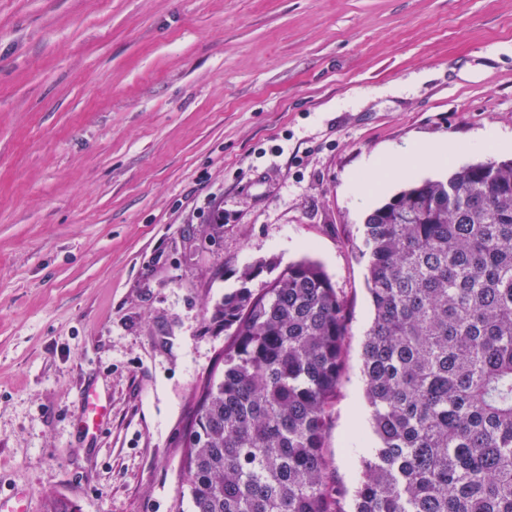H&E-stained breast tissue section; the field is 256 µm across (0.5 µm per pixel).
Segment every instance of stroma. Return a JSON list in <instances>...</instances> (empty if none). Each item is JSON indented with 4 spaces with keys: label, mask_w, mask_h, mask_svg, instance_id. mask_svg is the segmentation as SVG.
Wrapping results in <instances>:
<instances>
[{
    "label": "stroma",
    "mask_w": 512,
    "mask_h": 512,
    "mask_svg": "<svg viewBox=\"0 0 512 512\" xmlns=\"http://www.w3.org/2000/svg\"><path fill=\"white\" fill-rule=\"evenodd\" d=\"M489 129L512 138V0H0V495L178 512L214 309L270 258L347 303L327 448L353 493L363 224L407 182L359 205L348 180L413 141L511 158ZM83 412L77 418L76 424L86 434H93L97 427L110 414L109 407L96 394L93 388L86 389L81 396Z\"/></svg>",
    "instance_id": "obj_1"
}]
</instances>
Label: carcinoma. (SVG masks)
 I'll return each instance as SVG.
<instances>
[{
    "label": "carcinoma",
    "mask_w": 512,
    "mask_h": 512,
    "mask_svg": "<svg viewBox=\"0 0 512 512\" xmlns=\"http://www.w3.org/2000/svg\"><path fill=\"white\" fill-rule=\"evenodd\" d=\"M360 255L375 446L350 512H512V159L401 190L367 215ZM240 280L186 436L191 512H345L326 440L346 302L308 259Z\"/></svg>",
    "instance_id": "carcinoma-1"
}]
</instances>
